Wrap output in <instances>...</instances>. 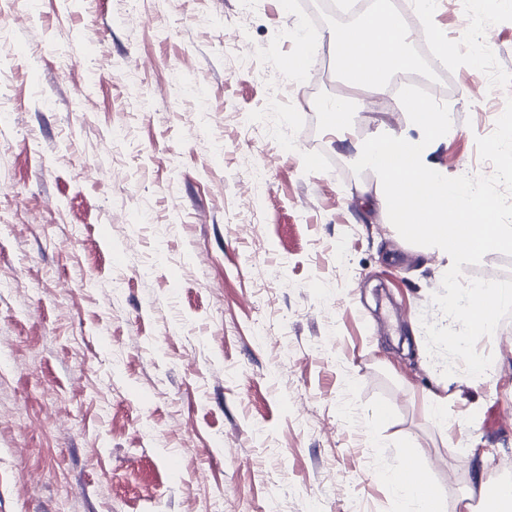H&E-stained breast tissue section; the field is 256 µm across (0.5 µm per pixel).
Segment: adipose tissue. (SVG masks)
Returning <instances> with one entry per match:
<instances>
[{
    "label": "adipose tissue",
    "instance_id": "ef3b65f1",
    "mask_svg": "<svg viewBox=\"0 0 512 512\" xmlns=\"http://www.w3.org/2000/svg\"><path fill=\"white\" fill-rule=\"evenodd\" d=\"M413 40V33L390 14L361 17L356 26L336 39L342 51L341 68L350 83L382 93L391 75L414 67L415 59L409 52ZM386 480L395 497L405 504L406 512H444L441 492L416 489L392 472Z\"/></svg>",
    "mask_w": 512,
    "mask_h": 512
}]
</instances>
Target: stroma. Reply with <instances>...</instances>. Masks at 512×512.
Listing matches in <instances>:
<instances>
[{
  "mask_svg": "<svg viewBox=\"0 0 512 512\" xmlns=\"http://www.w3.org/2000/svg\"><path fill=\"white\" fill-rule=\"evenodd\" d=\"M320 2L0 9V512H400L383 474L407 443L446 512L476 463L512 480V316L476 346L489 385L429 356L446 262L326 131L349 89L316 73L353 22ZM435 20L448 51L412 42L409 74L457 130L430 158L482 175L512 0ZM369 105L352 140L411 132L394 86Z\"/></svg>",
  "mask_w": 512,
  "mask_h": 512,
  "instance_id": "35a3bbf8",
  "label": "stroma"
}]
</instances>
